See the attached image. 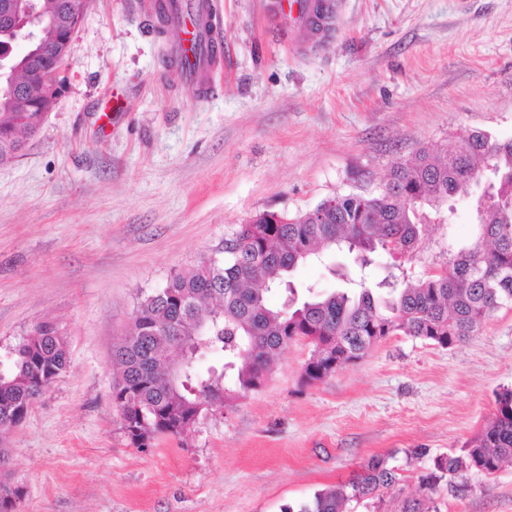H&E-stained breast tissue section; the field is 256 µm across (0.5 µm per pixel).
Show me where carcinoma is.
<instances>
[{"mask_svg": "<svg viewBox=\"0 0 512 512\" xmlns=\"http://www.w3.org/2000/svg\"><path fill=\"white\" fill-rule=\"evenodd\" d=\"M42 112H0V155L34 136ZM480 179L471 244L448 255L441 268L416 281L394 275L375 292L364 281L299 299L291 279L322 250H345L360 269L383 250L414 253L428 219L447 221L443 208L468 183ZM276 294L280 304L270 303ZM512 306V140L465 130L451 151L418 148L395 163L371 189L340 194L295 215L263 211L224 238V255L203 256L190 273H173L166 286L136 306L113 348L119 376L112 403L136 448L156 436L185 434L203 413L230 408L261 388L273 359L298 338L313 344L303 379L336 373V354L363 359L381 340L397 334L441 347L465 343L503 307ZM219 354L224 363L200 366ZM11 369L0 373V433L27 419L24 405L48 390L69 367L66 337L48 323L37 325L11 351ZM496 414L462 455L444 456L426 476L436 485L477 470L493 473L512 462V388L496 394ZM399 478L384 458L368 460L351 481L315 492L287 512H343L350 501L370 500ZM23 491L0 483V512H17Z\"/></svg>", "mask_w": 512, "mask_h": 512, "instance_id": "obj_1", "label": "carcinoma"}]
</instances>
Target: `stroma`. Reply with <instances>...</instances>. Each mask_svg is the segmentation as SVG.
<instances>
[{
	"label": "stroma",
	"mask_w": 512,
	"mask_h": 512,
	"mask_svg": "<svg viewBox=\"0 0 512 512\" xmlns=\"http://www.w3.org/2000/svg\"><path fill=\"white\" fill-rule=\"evenodd\" d=\"M289 0H211L224 63L205 83L165 64L153 0H91L64 62L69 84L39 133L0 163V370L42 322L70 365L0 437L18 512H284L381 456L399 482L350 512H512V467L430 486L512 388V306L464 345L402 334L306 385L312 345L291 342L262 388L187 434L129 444L112 403V349L144 295L235 225L376 186L417 148L464 129L512 139V0H330L329 31ZM471 185L452 224L386 272L439 267L474 231Z\"/></svg>",
	"instance_id": "1"
}]
</instances>
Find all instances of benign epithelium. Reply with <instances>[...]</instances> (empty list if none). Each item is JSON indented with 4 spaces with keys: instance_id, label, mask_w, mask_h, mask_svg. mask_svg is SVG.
Masks as SVG:
<instances>
[{
    "instance_id": "benign-epithelium-1",
    "label": "benign epithelium",
    "mask_w": 512,
    "mask_h": 512,
    "mask_svg": "<svg viewBox=\"0 0 512 512\" xmlns=\"http://www.w3.org/2000/svg\"><path fill=\"white\" fill-rule=\"evenodd\" d=\"M90 2L61 0L46 13L35 0H0V34L16 31L26 20L37 21L44 33L52 32V38L39 39L19 56L7 77L13 103L6 111L47 114L53 110L67 82L63 62Z\"/></svg>"
}]
</instances>
